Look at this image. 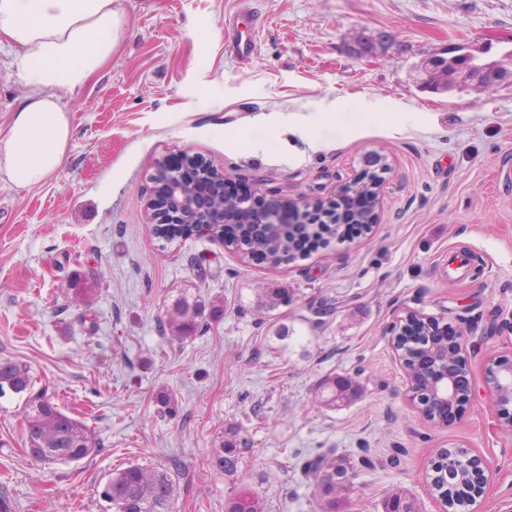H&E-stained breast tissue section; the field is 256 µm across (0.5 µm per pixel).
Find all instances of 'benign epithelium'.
<instances>
[{
    "label": "benign epithelium",
    "instance_id": "benign-epithelium-1",
    "mask_svg": "<svg viewBox=\"0 0 512 512\" xmlns=\"http://www.w3.org/2000/svg\"><path fill=\"white\" fill-rule=\"evenodd\" d=\"M456 64L447 71L442 65L445 57L437 55L428 59L421 67L420 85L433 78L448 82L452 73L464 86H497L512 84V53L507 61H485L480 51L468 44L456 48ZM385 171L381 160L369 155L364 159L362 175L342 184L337 196L349 195L355 199L354 215L362 214L364 230L377 222V207L380 188ZM154 191L148 202L149 221L158 224H194L196 231L214 234L213 225L220 223L221 214L232 207L249 209L247 202L238 197H228L220 192L208 199L199 197L192 184L184 180L181 171L169 164L159 166L153 176ZM334 201L313 198L300 203H285L276 199L269 201L268 209L252 221L255 232L266 239L286 238L298 234L304 224H334L332 214ZM440 327L444 340L433 343L425 353L415 360V369H407V394L421 416L435 427H447L462 420L472 400L473 389L469 379L468 331L461 326L448 328L439 326V318L414 308H408L388 328L389 344L399 359H402L399 337L408 336L411 330ZM486 388L497 408L502 425L512 430V352L496 354L485 363ZM448 467L465 470L466 484L454 492L455 505L448 508L444 499H439L440 512H477L478 502L485 495L493 478V472L485 459L468 451L460 454L458 449L448 450L445 459Z\"/></svg>",
    "mask_w": 512,
    "mask_h": 512
}]
</instances>
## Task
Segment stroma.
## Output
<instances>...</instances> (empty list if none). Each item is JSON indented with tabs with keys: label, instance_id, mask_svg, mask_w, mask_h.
I'll return each mask as SVG.
<instances>
[{
	"label": "stroma",
	"instance_id": "stroma-1",
	"mask_svg": "<svg viewBox=\"0 0 512 512\" xmlns=\"http://www.w3.org/2000/svg\"><path fill=\"white\" fill-rule=\"evenodd\" d=\"M118 4L127 28L111 60L61 95L73 139L58 171L28 189L0 174V361L28 366L97 450L35 461L22 400L1 397L0 512H103L99 485L130 462L172 475L174 512H224L231 486L209 459L231 427L266 512H321L304 466L331 448L350 461L343 512H383L395 491L438 512L426 471L448 448L492 465L481 512H512V431L484 373L512 350V85L414 81L461 44L488 61L512 52V0H254L265 24L245 65L225 44L237 0ZM14 55L0 43V140L27 94ZM185 153L285 202L334 197L380 155L378 221L276 268L204 235L165 237L146 220L150 177ZM77 270L97 276L91 301L68 288ZM181 288L223 300L224 317L176 343L165 306ZM261 288L292 302L259 312ZM407 307L476 326L475 397L445 428L408 401L388 342ZM331 375L353 377L357 400L326 406Z\"/></svg>",
	"mask_w": 512,
	"mask_h": 512
}]
</instances>
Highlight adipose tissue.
Masks as SVG:
<instances>
[{"label":"adipose tissue","mask_w":512,"mask_h":512,"mask_svg":"<svg viewBox=\"0 0 512 512\" xmlns=\"http://www.w3.org/2000/svg\"><path fill=\"white\" fill-rule=\"evenodd\" d=\"M117 0H0V38L15 49L28 88L0 140V174L15 187L44 183L72 140L61 93L84 88L112 58L124 34Z\"/></svg>","instance_id":"adipose-tissue-1"}]
</instances>
